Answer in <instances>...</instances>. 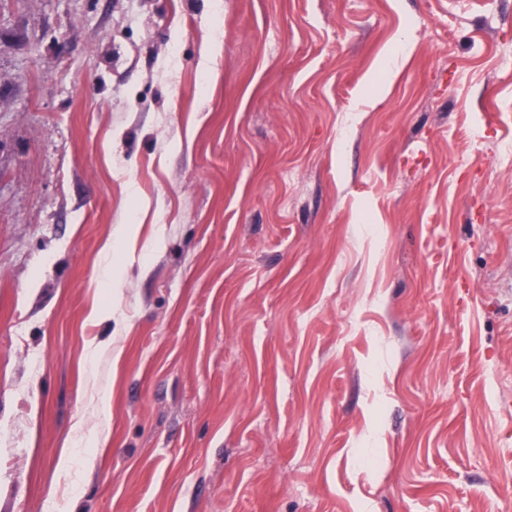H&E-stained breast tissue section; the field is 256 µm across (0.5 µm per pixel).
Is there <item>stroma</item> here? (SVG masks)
<instances>
[{"instance_id": "35a3bbf8", "label": "stroma", "mask_w": 512, "mask_h": 512, "mask_svg": "<svg viewBox=\"0 0 512 512\" xmlns=\"http://www.w3.org/2000/svg\"><path fill=\"white\" fill-rule=\"evenodd\" d=\"M506 57L512 0H0V512H512Z\"/></svg>"}]
</instances>
